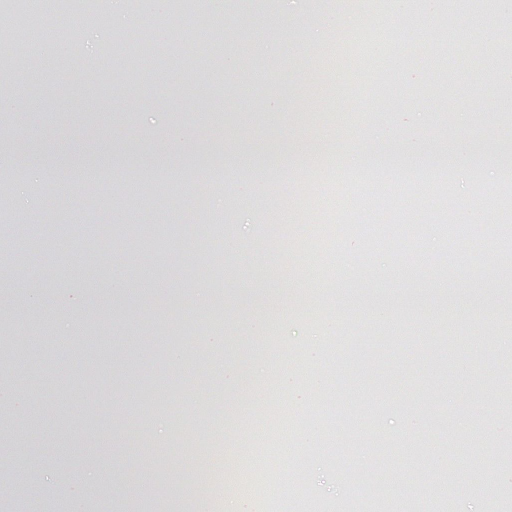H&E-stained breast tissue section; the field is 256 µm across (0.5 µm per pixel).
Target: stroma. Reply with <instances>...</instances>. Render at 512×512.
<instances>
[{
  "label": "stroma",
  "instance_id": "35a3bbf8",
  "mask_svg": "<svg viewBox=\"0 0 512 512\" xmlns=\"http://www.w3.org/2000/svg\"><path fill=\"white\" fill-rule=\"evenodd\" d=\"M15 2L0 0V237L29 224L46 234L26 255L0 252V280L15 288L0 301L12 326L0 347L19 355L0 388V512L56 500L71 512L78 496L88 512H199L207 453L227 448L251 489L243 512L267 487L275 512H302L297 470L325 512H369L372 478L419 458L394 512H412L417 492L476 512L465 481L450 492L433 476L512 441V424L495 422L512 384V255L477 203L512 182V127L468 49L481 36L494 47L487 15L368 0L349 31L359 83L332 69L334 97L317 98L307 77L342 53L332 20L350 0L298 14L288 0H199L239 31L221 48L191 16L179 43L156 27L162 0H94L105 24L74 29L53 7L35 36L15 29ZM116 9L126 30L151 22L153 61L116 68ZM448 34L463 45L450 60ZM378 132L388 158L359 162ZM87 163L97 182H81ZM315 181L340 197L401 185L395 212L368 196L335 221L418 231L375 249L339 243L319 269ZM442 183L479 249H443L441 226L424 222L425 190ZM128 222L139 236L126 237ZM443 337L446 371L431 354ZM34 417L47 448L20 476ZM283 420L290 450L277 457ZM377 437L389 456L374 453Z\"/></svg>",
  "mask_w": 512,
  "mask_h": 512
}]
</instances>
